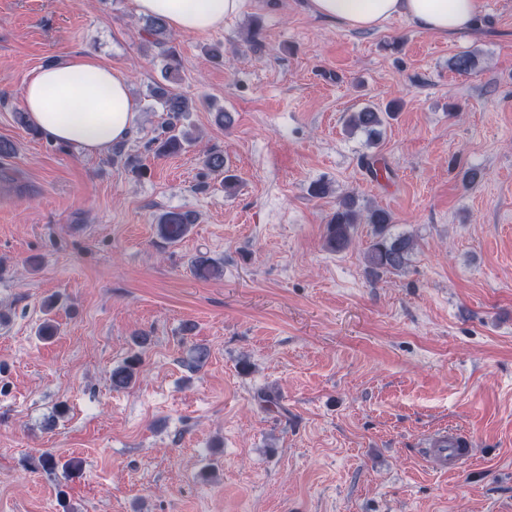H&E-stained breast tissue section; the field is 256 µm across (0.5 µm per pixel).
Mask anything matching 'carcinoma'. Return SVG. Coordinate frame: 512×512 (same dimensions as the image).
I'll return each mask as SVG.
<instances>
[{"instance_id":"carcinoma-1","label":"carcinoma","mask_w":512,"mask_h":512,"mask_svg":"<svg viewBox=\"0 0 512 512\" xmlns=\"http://www.w3.org/2000/svg\"><path fill=\"white\" fill-rule=\"evenodd\" d=\"M145 31L152 37V44L162 48L165 60L163 79L180 75V53L173 42L169 41L166 24L159 19L147 20ZM152 97L161 104L162 110L168 114V123L164 135L152 141L154 151L159 156L178 154L191 145L195 138L178 126L182 115L188 111L189 100L184 95L171 90L167 85L158 83L152 90ZM398 109L387 106L379 109L366 106L350 115L348 124L353 131L361 130L367 134L370 143L378 141L382 128L395 117ZM205 169L210 173L224 174V191L233 194L238 187L235 175L224 165V154L210 151L203 161ZM196 222V216L188 211H165L157 216L156 224L159 237L168 244L180 241ZM361 224H369L373 228L374 239L366 252V262L375 271L392 272L402 270L409 262L414 250V242L407 236H394L391 228L394 224L392 213L381 207L360 209L354 197L346 195L337 203L326 224L325 246L330 252H341L348 249L355 240L357 228ZM195 272L200 278H211L221 275L219 265L207 258L194 261ZM134 351L122 363L112 368L110 381L112 390L123 391L133 385L142 364V352L150 345V338L144 334L132 337ZM209 358V350L203 345L191 348L185 360V366L191 371L204 367ZM42 469L53 471L60 467L68 474H73L78 465L74 462L60 463L49 451L39 456Z\"/></svg>"}]
</instances>
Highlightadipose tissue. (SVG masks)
Returning a JSON list of instances; mask_svg holds the SVG:
<instances>
[{
	"label": "adipose tissue",
	"mask_w": 512,
	"mask_h": 512,
	"mask_svg": "<svg viewBox=\"0 0 512 512\" xmlns=\"http://www.w3.org/2000/svg\"><path fill=\"white\" fill-rule=\"evenodd\" d=\"M246 0H135L140 15L159 17L183 33L222 30ZM311 12L355 30L380 27L400 16L415 28L444 35L467 31L483 0H309ZM21 105L32 128L49 140L90 154L126 140L140 109L129 77L91 53L31 70Z\"/></svg>",
	"instance_id": "1"
}]
</instances>
